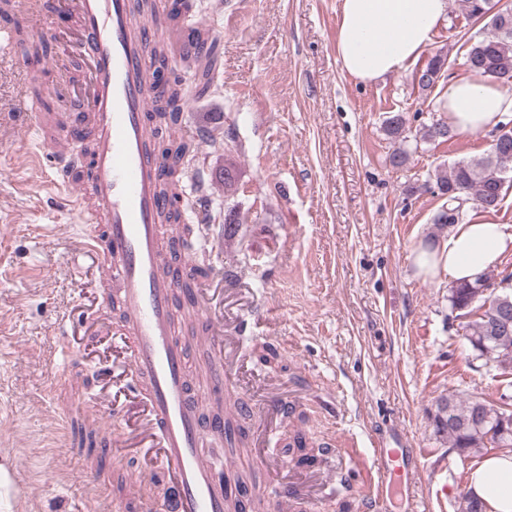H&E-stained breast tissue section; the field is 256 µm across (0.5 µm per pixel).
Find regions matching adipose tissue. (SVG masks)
Returning <instances> with one entry per match:
<instances>
[{"label": "adipose tissue", "instance_id": "1", "mask_svg": "<svg viewBox=\"0 0 512 512\" xmlns=\"http://www.w3.org/2000/svg\"><path fill=\"white\" fill-rule=\"evenodd\" d=\"M448 15V0H341L337 58L355 79L371 83L412 63ZM452 127L461 134L489 129L512 115V94L497 83L464 75L451 80L442 97ZM512 247L499 225L473 220L456 225L442 244L414 257L425 275L446 271L475 281ZM469 487L495 512H512V455L490 456L472 471Z\"/></svg>", "mask_w": 512, "mask_h": 512}]
</instances>
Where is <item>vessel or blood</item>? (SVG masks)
<instances>
[{
	"instance_id": "b4317fda",
	"label": "vessel or blood",
	"mask_w": 512,
	"mask_h": 512,
	"mask_svg": "<svg viewBox=\"0 0 512 512\" xmlns=\"http://www.w3.org/2000/svg\"><path fill=\"white\" fill-rule=\"evenodd\" d=\"M55 13L69 16L77 42L73 48L86 65L85 98L75 100V118L34 117L49 173L46 191L61 194L87 232L80 255L96 274L98 305L87 313L90 325L115 320L108 387L111 401L90 394L83 413L102 423L106 434L135 449L150 462L148 476L158 478L162 493L154 512H224L229 465L208 449L223 434L221 421L206 419L203 404L237 383L235 337L229 336L215 291L197 288L192 309L198 323L197 344L211 360L197 377L188 375L189 345L174 318L181 292L179 270L196 261V250L178 244L177 225L162 222L171 208L159 184L172 166L192 181L191 159L172 162L158 146L163 131L151 111L160 87L159 64L182 71L185 53L194 52L187 31L158 11L155 24L137 16L130 0H53ZM32 24L23 50L37 54L45 40L40 11L28 13ZM162 27L179 53L157 62L154 29ZM87 175L74 176L77 162ZM140 409L136 420L124 408ZM420 455L416 448L379 446L361 479L347 482L361 512H380L387 485L406 478ZM342 449H325L312 471L331 483L342 472Z\"/></svg>"
}]
</instances>
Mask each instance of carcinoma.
I'll return each instance as SVG.
<instances>
[{"label":"carcinoma","instance_id":"carcinoma-1","mask_svg":"<svg viewBox=\"0 0 512 512\" xmlns=\"http://www.w3.org/2000/svg\"><path fill=\"white\" fill-rule=\"evenodd\" d=\"M462 9L467 18L484 22L486 31L479 34L466 54V70L481 76L496 78L498 75H512V9L497 8L495 0H462ZM191 39L206 49L204 59L197 57L184 60L187 70L196 78L197 96H204L214 87L213 78L219 62V55L207 30L194 29ZM446 58L437 54L429 59L425 69L417 78L421 90H430L442 78ZM183 88L176 79L169 84L166 99L155 105L156 116L163 119L169 128L179 124ZM406 121L402 115L389 117L385 124L386 135L394 142L401 143L390 155V163L396 168L404 166L409 151L402 147L407 142ZM451 127L443 119H437L423 127L421 140L424 142H448ZM508 145L498 151L469 161H459L448 169L436 174L434 184L429 186L432 193L446 200V205L434 216V223L446 226L466 221V204L473 199L486 212L498 210L508 187L507 174L512 171V129L503 133ZM171 153L177 158H194L199 153V143L184 136L171 142ZM496 282L489 275L469 283L458 281L450 289L448 300L451 308L462 312L467 319L465 329L477 357L512 375V323L506 331L501 330V318L506 314L512 319V294L503 291L493 293ZM252 355L261 363L282 371L287 365L267 342L258 341L252 348ZM504 409L481 397H463L459 394L443 396L437 403L434 422L437 432L448 438L452 447L460 454L491 456L512 454V426L503 428L498 414ZM225 452L232 456L248 454V444L242 436L236 420L224 413ZM461 512H492L491 506L468 490L462 495Z\"/></svg>","mask_w":512,"mask_h":512}]
</instances>
